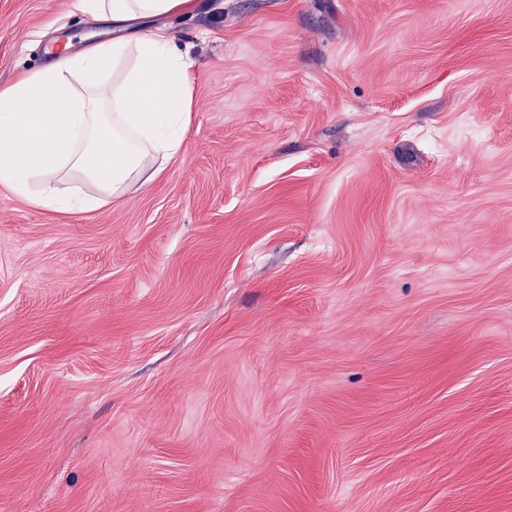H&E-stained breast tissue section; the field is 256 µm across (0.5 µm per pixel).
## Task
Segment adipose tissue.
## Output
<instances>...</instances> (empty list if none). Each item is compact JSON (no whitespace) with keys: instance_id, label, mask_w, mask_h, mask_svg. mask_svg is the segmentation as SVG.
<instances>
[{"instance_id":"1","label":"adipose tissue","mask_w":512,"mask_h":512,"mask_svg":"<svg viewBox=\"0 0 512 512\" xmlns=\"http://www.w3.org/2000/svg\"><path fill=\"white\" fill-rule=\"evenodd\" d=\"M195 0H76L122 25L192 10ZM196 69L165 30L124 33L0 88V185L35 205L92 210L162 175L184 147ZM79 179L63 194L60 183Z\"/></svg>"}]
</instances>
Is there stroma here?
I'll use <instances>...</instances> for the list:
<instances>
[{
    "mask_svg": "<svg viewBox=\"0 0 512 512\" xmlns=\"http://www.w3.org/2000/svg\"><path fill=\"white\" fill-rule=\"evenodd\" d=\"M0 0V87L112 37ZM183 153L0 187V512H512V0H196Z\"/></svg>",
    "mask_w": 512,
    "mask_h": 512,
    "instance_id": "stroma-1",
    "label": "stroma"
}]
</instances>
